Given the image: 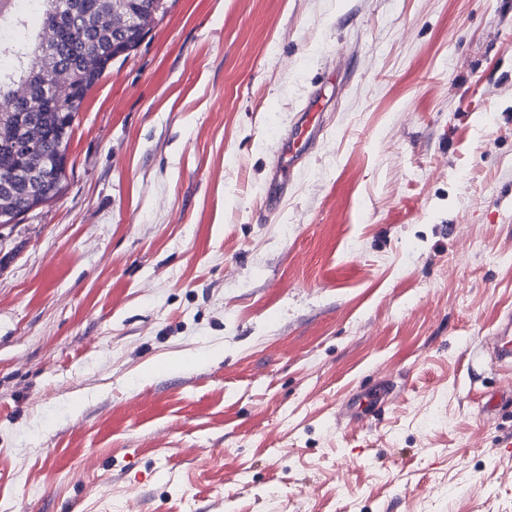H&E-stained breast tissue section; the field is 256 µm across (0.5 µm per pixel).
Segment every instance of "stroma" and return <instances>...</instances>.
Wrapping results in <instances>:
<instances>
[{
    "instance_id": "1",
    "label": "stroma",
    "mask_w": 512,
    "mask_h": 512,
    "mask_svg": "<svg viewBox=\"0 0 512 512\" xmlns=\"http://www.w3.org/2000/svg\"><path fill=\"white\" fill-rule=\"evenodd\" d=\"M166 7L0 226V512H512V0ZM512 314L503 316L492 338L494 357L501 368H510L512 363Z\"/></svg>"
}]
</instances>
